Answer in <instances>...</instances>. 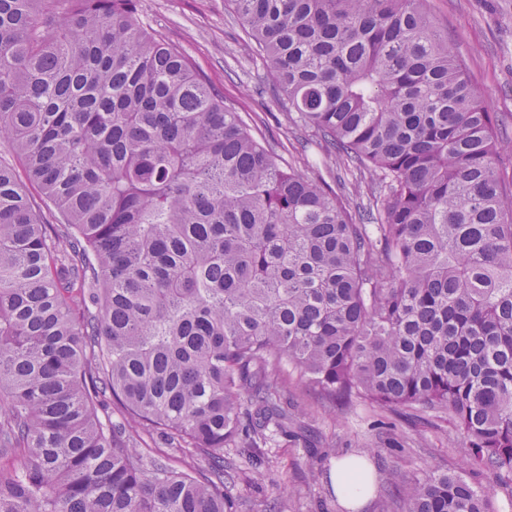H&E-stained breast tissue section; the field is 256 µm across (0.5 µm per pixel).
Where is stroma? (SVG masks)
Returning <instances> with one entry per match:
<instances>
[{
  "label": "stroma",
  "instance_id": "1",
  "mask_svg": "<svg viewBox=\"0 0 512 512\" xmlns=\"http://www.w3.org/2000/svg\"><path fill=\"white\" fill-rule=\"evenodd\" d=\"M144 24L191 56L226 107L251 125L270 152L307 175L345 181L351 208L368 202L369 174L342 164L320 167V142L286 115V96L262 55L245 47L246 35L224 0H140ZM427 10L463 60L474 89L504 120L512 150V0H427ZM288 403L300 405L303 428L274 435L255 465L239 449L224 451V496L232 512H346L329 475L337 459L353 454L373 467L374 491L362 512H381L390 480L428 468L464 470L461 436L444 419L421 423L359 401L344 408L324 403L296 378Z\"/></svg>",
  "mask_w": 512,
  "mask_h": 512
}]
</instances>
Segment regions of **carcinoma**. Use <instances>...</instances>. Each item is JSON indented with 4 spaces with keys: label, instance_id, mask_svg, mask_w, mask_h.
Here are the masks:
<instances>
[{
    "label": "carcinoma",
    "instance_id": "1",
    "mask_svg": "<svg viewBox=\"0 0 512 512\" xmlns=\"http://www.w3.org/2000/svg\"><path fill=\"white\" fill-rule=\"evenodd\" d=\"M343 187L284 165L138 0H0V512H227L224 449L329 403L446 414L512 486V153L426 0H229ZM110 395L172 453L98 415ZM193 449L208 472L172 464ZM494 512L431 469L383 512Z\"/></svg>",
    "mask_w": 512,
    "mask_h": 512
}]
</instances>
